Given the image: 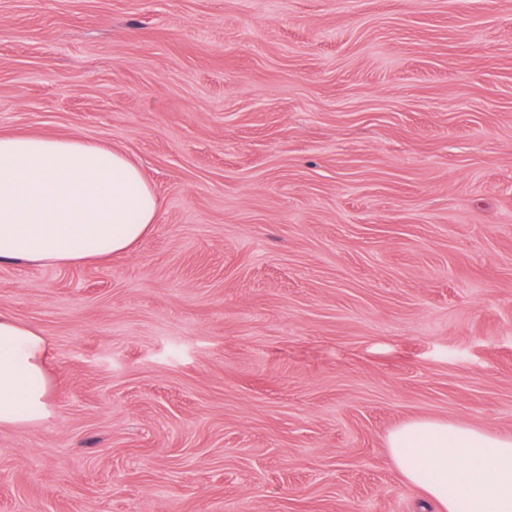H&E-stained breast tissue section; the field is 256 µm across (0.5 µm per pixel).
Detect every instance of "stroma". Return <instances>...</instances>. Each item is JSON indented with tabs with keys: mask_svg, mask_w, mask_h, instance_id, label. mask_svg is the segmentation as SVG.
<instances>
[{
	"mask_svg": "<svg viewBox=\"0 0 512 512\" xmlns=\"http://www.w3.org/2000/svg\"><path fill=\"white\" fill-rule=\"evenodd\" d=\"M0 134L160 204L0 263L55 404L0 427V512H439L388 435L512 436V0H0Z\"/></svg>",
	"mask_w": 512,
	"mask_h": 512,
	"instance_id": "stroma-1",
	"label": "stroma"
}]
</instances>
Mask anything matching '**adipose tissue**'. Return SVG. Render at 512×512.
Returning <instances> with one entry per match:
<instances>
[{"instance_id": "adipose-tissue-1", "label": "adipose tissue", "mask_w": 512, "mask_h": 512, "mask_svg": "<svg viewBox=\"0 0 512 512\" xmlns=\"http://www.w3.org/2000/svg\"><path fill=\"white\" fill-rule=\"evenodd\" d=\"M158 218L152 187L125 154L80 137L0 135V262L107 260ZM49 352L41 331L0 314V426L52 417ZM387 446L406 483L441 512H512V437L420 419Z\"/></svg>"}]
</instances>
